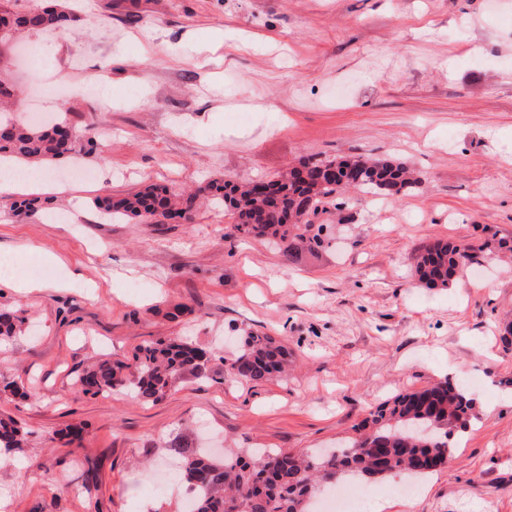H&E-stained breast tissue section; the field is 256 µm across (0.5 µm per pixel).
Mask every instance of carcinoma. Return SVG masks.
Here are the masks:
<instances>
[{
	"label": "carcinoma",
	"instance_id": "obj_1",
	"mask_svg": "<svg viewBox=\"0 0 512 512\" xmlns=\"http://www.w3.org/2000/svg\"><path fill=\"white\" fill-rule=\"evenodd\" d=\"M73 21L63 10L29 8L0 10V26L21 30L58 28ZM93 141L87 129L76 130L65 118L48 125H32L0 113V163L41 166L74 153L81 138ZM336 164L350 169L355 184L321 183V168ZM269 192L253 193L252 183L211 180L194 189L146 185L114 198L105 194L93 204L105 219H139L161 223L179 217L193 223L200 201L227 208L235 229L244 237L276 240L287 257L297 243L313 250L321 244L313 225L290 223L309 207L334 200L353 188L378 197L406 193L420 179L406 164L357 156L339 160L310 157L301 167L267 180ZM476 248L452 240H437L418 249L414 271L428 288L447 287L474 263ZM19 311L0 309V341L23 335ZM211 353L187 340L158 341L137 348L132 361L103 360L78 377L85 394H110L126 389L138 398L157 402L180 377L207 376ZM288 366V350L268 335L245 336L239 353L227 364L226 374L252 383L268 381ZM475 416V402L465 389L449 379L421 390L399 393L380 403L357 427L358 435L326 454L308 456L284 449L261 455L244 452L212 459L173 439L168 450L180 458L176 473L195 491L190 512H311V499L325 483L341 478L378 479L403 472L422 481L448 462L450 437L467 429ZM28 431L11 417L0 418V449L20 452Z\"/></svg>",
	"mask_w": 512,
	"mask_h": 512
}]
</instances>
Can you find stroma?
<instances>
[{
    "label": "stroma",
    "mask_w": 512,
    "mask_h": 512,
    "mask_svg": "<svg viewBox=\"0 0 512 512\" xmlns=\"http://www.w3.org/2000/svg\"><path fill=\"white\" fill-rule=\"evenodd\" d=\"M77 20L23 31L0 52L16 102L34 90L19 47H38L57 101L93 153L41 195L36 216L0 190V256L32 245L36 289L0 288L29 336L0 348V414L29 430L0 458L7 512H184L165 443L312 453L344 442L390 396L448 377L476 401L447 464L412 494L401 474L364 482L384 512H512V0H70ZM109 60L108 69L99 61ZM98 79L102 96L83 92ZM111 107H103V97ZM401 160L418 188L373 206L351 192L316 215L323 243L296 258L245 238L226 209L193 223H105L99 186L268 180L310 156ZM482 245L462 286L413 277L422 245ZM281 341L287 377L224 378L228 338ZM215 349L207 378L176 381L152 403L90 395L75 380L93 359L132 357L156 340ZM82 440L66 445L70 427Z\"/></svg>",
    "instance_id": "35a3bbf8"
}]
</instances>
